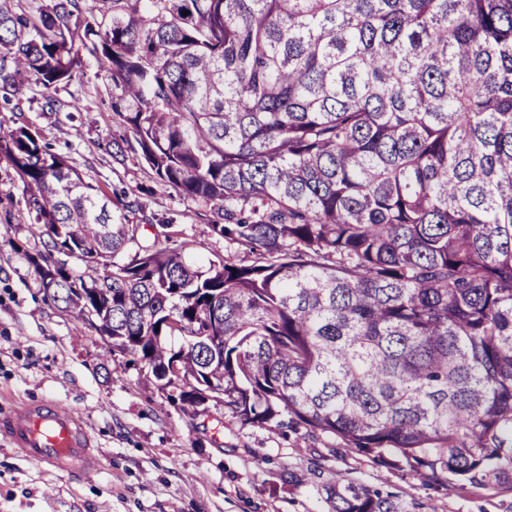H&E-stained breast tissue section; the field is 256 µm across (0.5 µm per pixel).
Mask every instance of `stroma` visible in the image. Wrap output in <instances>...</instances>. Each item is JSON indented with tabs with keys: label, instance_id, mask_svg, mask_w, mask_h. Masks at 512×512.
Here are the masks:
<instances>
[{
	"label": "stroma",
	"instance_id": "stroma-1",
	"mask_svg": "<svg viewBox=\"0 0 512 512\" xmlns=\"http://www.w3.org/2000/svg\"><path fill=\"white\" fill-rule=\"evenodd\" d=\"M83 72L57 97L79 100L95 125L65 108L42 111L37 87L19 112L0 109V126L25 118L85 182L141 195L146 214L172 219L176 239L188 243L189 263L218 255L248 261L246 251L213 234L200 205L157 184L144 163H119L103 150L125 130L112 119L109 88L94 61ZM40 249L20 179L1 158L0 411L39 397L71 406L101 467L77 480L0 439V512H327L323 487L340 478L392 495L406 512H512V494L492 483L445 490L368 457L332 454L324 441L285 428L241 424L220 404L172 402L168 391L145 385V368L110 352L94 329L44 300L34 263Z\"/></svg>",
	"mask_w": 512,
	"mask_h": 512
}]
</instances>
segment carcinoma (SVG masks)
<instances>
[{
	"label": "carcinoma",
	"instance_id": "1",
	"mask_svg": "<svg viewBox=\"0 0 512 512\" xmlns=\"http://www.w3.org/2000/svg\"><path fill=\"white\" fill-rule=\"evenodd\" d=\"M188 15H183V12ZM109 143L255 255L192 267L22 123L42 292L167 387L446 489L512 493V0H0V107L83 66ZM91 274L74 276L69 260ZM179 336L184 344L169 345ZM331 512H407L351 479Z\"/></svg>",
	"mask_w": 512,
	"mask_h": 512
}]
</instances>
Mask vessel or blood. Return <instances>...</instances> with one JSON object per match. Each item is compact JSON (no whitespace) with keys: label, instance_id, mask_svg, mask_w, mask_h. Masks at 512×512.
I'll return each mask as SVG.
<instances>
[{"label":"vessel or blood","instance_id":"vessel-or-blood-1","mask_svg":"<svg viewBox=\"0 0 512 512\" xmlns=\"http://www.w3.org/2000/svg\"><path fill=\"white\" fill-rule=\"evenodd\" d=\"M0 437L27 457L76 479L97 470L93 443L70 408L37 398L0 413Z\"/></svg>","mask_w":512,"mask_h":512}]
</instances>
